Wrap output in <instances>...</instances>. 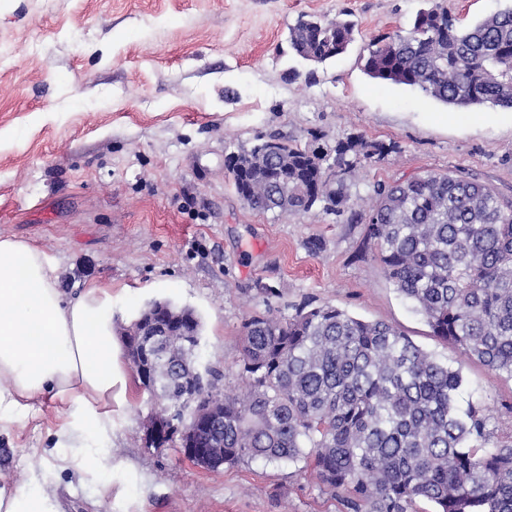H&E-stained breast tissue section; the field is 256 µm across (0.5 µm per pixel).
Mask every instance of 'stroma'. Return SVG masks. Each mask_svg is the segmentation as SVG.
Masks as SVG:
<instances>
[{
	"label": "stroma",
	"instance_id": "35a3bbf8",
	"mask_svg": "<svg viewBox=\"0 0 512 512\" xmlns=\"http://www.w3.org/2000/svg\"><path fill=\"white\" fill-rule=\"evenodd\" d=\"M433 0H0V236L27 241L55 264L70 298L88 283L112 290L115 330L148 302L201 319L200 369L234 395L242 325L329 304L387 322L461 367L464 400L483 406L491 441L512 446V377L432 336L422 315L360 258L358 216L372 188L461 170L512 198V110L485 104L471 121L420 90L371 78L373 38L407 32ZM349 13L358 33L323 64L295 55L298 16ZM270 137L308 150L339 141L385 144L346 182L338 212L252 209L227 154ZM273 286L263 298L256 282ZM154 403L131 379L112 414L108 486L55 469L49 434L62 411L0 432V483L33 468L62 512H345L302 463L251 461L216 471L179 448H145Z\"/></svg>",
	"mask_w": 512,
	"mask_h": 512
}]
</instances>
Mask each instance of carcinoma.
Returning a JSON list of instances; mask_svg holds the SVG:
<instances>
[{
	"label": "carcinoma",
	"instance_id": "cac0c4a2",
	"mask_svg": "<svg viewBox=\"0 0 512 512\" xmlns=\"http://www.w3.org/2000/svg\"><path fill=\"white\" fill-rule=\"evenodd\" d=\"M356 23L300 19L289 42L323 63L355 40ZM365 71L415 87L457 110L512 107V8L457 27L438 4L405 34L371 45ZM336 145V189L326 156L281 143L268 162L232 174L254 209L307 212L345 203L357 155ZM364 242L432 335L512 377V199L462 171L378 183L364 213ZM200 338L168 340L157 368L158 414L179 415L180 381L190 377ZM246 392L224 396V464L302 461L320 488L349 512H410L419 499L436 512H512V448L490 444L482 406H462V370L437 359L383 321L304 304L290 316L256 314L242 326Z\"/></svg>",
	"mask_w": 512,
	"mask_h": 512
}]
</instances>
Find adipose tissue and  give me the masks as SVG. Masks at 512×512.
I'll list each match as a JSON object with an SVG mask.
<instances>
[{
  "label": "adipose tissue",
  "mask_w": 512,
  "mask_h": 512,
  "mask_svg": "<svg viewBox=\"0 0 512 512\" xmlns=\"http://www.w3.org/2000/svg\"><path fill=\"white\" fill-rule=\"evenodd\" d=\"M56 266L30 243L0 237V431L25 423L45 402L63 407L52 433L56 467L103 481L111 457L100 440L112 434L117 374L112 291L90 284L66 298ZM46 471L26 486L0 485V512H61L43 486Z\"/></svg>",
  "instance_id": "1"
}]
</instances>
